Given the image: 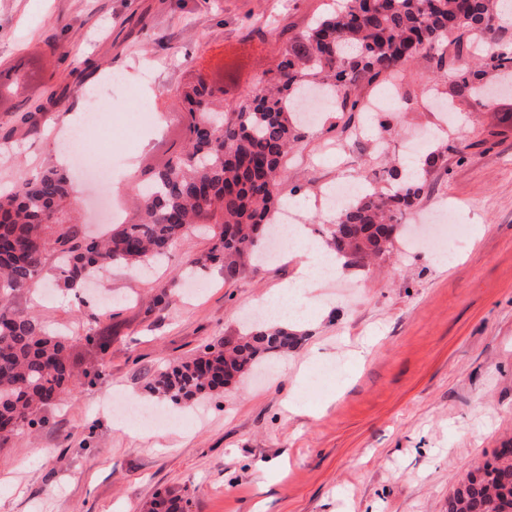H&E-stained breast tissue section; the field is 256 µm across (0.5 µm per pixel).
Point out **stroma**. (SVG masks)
<instances>
[{
  "label": "stroma",
  "instance_id": "obj_1",
  "mask_svg": "<svg viewBox=\"0 0 512 512\" xmlns=\"http://www.w3.org/2000/svg\"><path fill=\"white\" fill-rule=\"evenodd\" d=\"M341 0H0V187L58 159L47 145L63 114L110 73L100 99L114 161L107 186L73 184L83 234H99L98 198L136 216L134 174L180 150L189 115L178 92L197 72L223 75L224 102L275 70L292 35ZM179 47L171 56V47ZM406 101L384 113L326 109L288 157L281 204L298 205L310 232L325 230L324 194L361 177L389 187L388 163L441 151L416 213L443 211L466 246L393 254L345 269L354 296L326 283L303 295L302 343L267 372L234 381L195 404L149 397L146 384L208 344L243 335L245 308L293 279L292 246L228 279L202 272L172 304L146 313L172 277L210 242L188 232L151 275L122 265L73 295L55 265L12 301L68 339L80 374L44 411L43 424L0 446V512H148L156 494L185 512H446L448 495L480 461L512 445V88L486 107L464 100L430 55L400 80ZM150 103L159 131L130 132L129 113ZM37 112L38 125L20 121ZM111 303L97 329L108 356L86 339L87 313ZM363 359H356V352ZM120 394L166 412L150 429L115 421L102 400Z\"/></svg>",
  "mask_w": 512,
  "mask_h": 512
}]
</instances>
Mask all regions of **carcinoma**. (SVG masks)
<instances>
[{
  "label": "carcinoma",
  "instance_id": "cac0c4a2",
  "mask_svg": "<svg viewBox=\"0 0 512 512\" xmlns=\"http://www.w3.org/2000/svg\"><path fill=\"white\" fill-rule=\"evenodd\" d=\"M499 0H344L288 39L275 72L263 74L241 101L217 110L224 88L198 74L179 89L190 121L180 153L141 174L137 219L88 240L71 217L67 172L47 168L16 179L0 192V443L44 422L75 375L66 338L33 314L11 309L57 256V281L76 288L116 263L130 267L157 261L194 224L211 246L192 261L203 270L224 265L233 278L257 249L259 227L269 230L277 213L289 151L304 139V120L288 101L311 91L338 94L337 111L361 112L353 96L360 85H380L416 60L423 46L494 41ZM458 88L478 102L491 74L512 77V49L499 47L472 66H453ZM220 116L221 129L203 124ZM425 169L412 175L392 168L390 190L364 194L339 211L327 228V245L348 264L363 266L394 249L404 233L402 214L424 193ZM301 340L286 326L256 322L236 343L205 346L197 357L158 372L145 389L175 404L209 396L241 379ZM463 494L448 497L447 512H512V459L497 452L468 475Z\"/></svg>",
  "mask_w": 512,
  "mask_h": 512
}]
</instances>
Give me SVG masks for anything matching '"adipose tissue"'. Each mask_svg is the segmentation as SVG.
Wrapping results in <instances>:
<instances>
[{
	"mask_svg": "<svg viewBox=\"0 0 512 512\" xmlns=\"http://www.w3.org/2000/svg\"><path fill=\"white\" fill-rule=\"evenodd\" d=\"M303 257L296 277L274 295L266 297L264 306L273 314L276 324L298 322L301 312L296 298L313 288L329 271H340L341 262L325 245L310 235L304 225H296L292 233Z\"/></svg>",
	"mask_w": 512,
	"mask_h": 512,
	"instance_id": "obj_1",
	"label": "adipose tissue"
}]
</instances>
